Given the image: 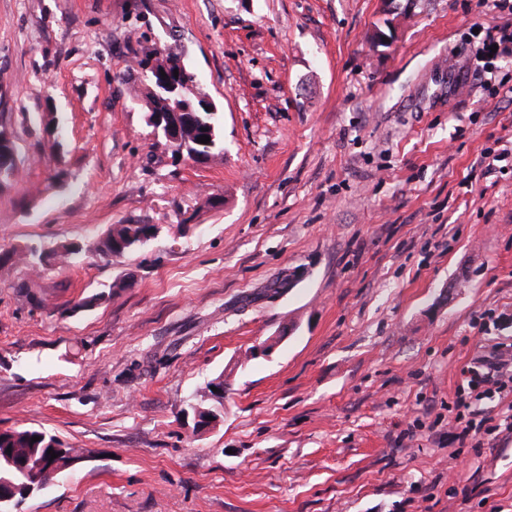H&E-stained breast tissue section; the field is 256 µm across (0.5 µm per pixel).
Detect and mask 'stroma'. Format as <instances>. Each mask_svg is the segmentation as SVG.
Returning a JSON list of instances; mask_svg holds the SVG:
<instances>
[{"instance_id": "1", "label": "stroma", "mask_w": 512, "mask_h": 512, "mask_svg": "<svg viewBox=\"0 0 512 512\" xmlns=\"http://www.w3.org/2000/svg\"><path fill=\"white\" fill-rule=\"evenodd\" d=\"M509 21L479 0H0V252L82 248L0 269V430L93 452L23 512H512V434L474 448L448 423L462 367L512 343V156L480 163L512 152V54L474 67ZM175 40L222 114L210 164L172 157L136 94ZM115 224L158 232L100 254ZM219 374L224 416L194 431ZM82 248H78L72 243H63L57 245L48 251L43 249L42 245H27L22 248H13L9 251L0 253V268L6 265L16 266L23 265L31 270H40L47 266L65 265L72 262L73 258L81 252ZM54 254L57 259L54 264H45L44 257Z\"/></svg>"}]
</instances>
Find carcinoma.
<instances>
[{
  "label": "carcinoma",
  "instance_id": "carcinoma-1",
  "mask_svg": "<svg viewBox=\"0 0 512 512\" xmlns=\"http://www.w3.org/2000/svg\"><path fill=\"white\" fill-rule=\"evenodd\" d=\"M172 65H167V62ZM161 69L169 66L171 70H177L188 74L192 81L187 87L185 94L190 98L202 93L198 86L196 76L185 61L182 51H176L165 58H153L147 56L139 63L141 69L147 75L152 72L147 70L149 64ZM145 102L146 111L166 112L170 107V97L158 87L153 85L151 79H146V87L141 91ZM207 135L209 143L199 147V151L210 153L217 158H224V142L220 136L219 117L216 112H209L205 109L195 114L193 124L188 133L189 142L193 143L198 137ZM142 232L139 224H114L112 229L99 242L98 250L104 254H112V243L121 239L128 244L138 240ZM81 252V248L71 244L63 243L46 251L41 245H27L22 248H13L0 253V268L7 265H23L31 270H39L47 267L44 257L49 254L57 256L55 264L65 265L72 262L73 258ZM192 415L200 417H213L218 419L224 414V374H219L207 382L200 394V401L189 406ZM39 440L32 441L33 437ZM53 450L58 457L50 459L48 450ZM91 451L80 448H71L56 437L46 432L28 427L19 426L0 431V481L13 482L17 486H27L40 492V487L47 485L54 477L69 470L85 459L89 458Z\"/></svg>",
  "mask_w": 512,
  "mask_h": 512
}]
</instances>
